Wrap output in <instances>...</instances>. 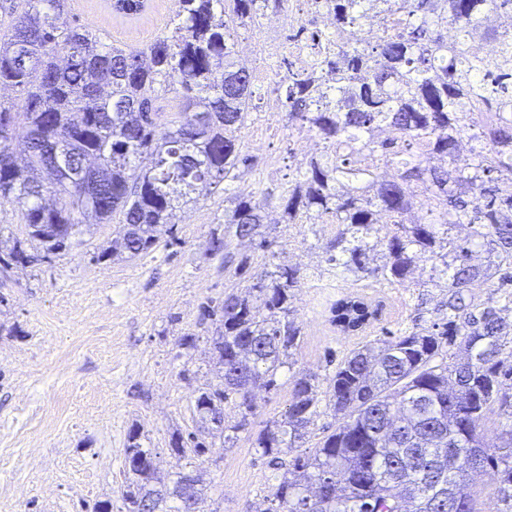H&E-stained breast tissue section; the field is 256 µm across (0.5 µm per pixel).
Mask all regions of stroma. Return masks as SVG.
I'll list each match as a JSON object with an SVG mask.
<instances>
[{"label": "stroma", "mask_w": 512, "mask_h": 512, "mask_svg": "<svg viewBox=\"0 0 512 512\" xmlns=\"http://www.w3.org/2000/svg\"><path fill=\"white\" fill-rule=\"evenodd\" d=\"M75 16L103 41L126 47L160 36L172 13L170 0H149L142 15L122 19L109 0H84ZM252 158L253 195H279L303 161L285 115H277L267 148ZM239 190L233 182L202 191L181 210L175 242H159L148 254L96 261L122 231L114 220L77 237L66 255L14 268L0 285V512H92L102 500L124 512V448L134 427L161 475L185 466L169 441L173 432L197 430L195 396L219 381L211 328L199 314L202 302L223 299L236 282L208 247L212 235L224 233L225 195ZM335 235L332 224H281L274 233L266 262L300 271L294 317L303 337L276 390L257 392L247 430L215 443L197 461L208 512L262 507L274 469L254 441L287 410L295 378L311 374L319 384L321 404L304 443L309 449L338 425L326 405L337 361L365 342L448 315L452 278L444 254L418 262L403 286L391 288L328 264L326 246ZM448 239L467 245L482 272L468 297L485 307L504 305L512 290L497 285L496 252L467 224L450 225ZM348 293L384 304L380 320L354 336L331 322V305ZM186 334L195 338L187 350L177 345Z\"/></svg>", "instance_id": "stroma-1"}]
</instances>
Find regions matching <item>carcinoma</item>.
<instances>
[{
	"label": "carcinoma",
	"mask_w": 512,
	"mask_h": 512,
	"mask_svg": "<svg viewBox=\"0 0 512 512\" xmlns=\"http://www.w3.org/2000/svg\"><path fill=\"white\" fill-rule=\"evenodd\" d=\"M181 12L166 32L141 47L104 43L77 24L70 0H0V88L24 98L23 110L0 98V204L18 207L27 238L0 239V277L21 265L69 252L83 227L117 216L123 232L96 260L147 253L174 238V217L194 200L197 186L231 182L253 159L235 133L244 128L261 92L250 73L231 62L230 31L282 0H181ZM336 27L365 20L363 0H326ZM385 11L406 15L371 47L336 46L311 70L287 60L280 94L282 112L309 124L329 153L299 165L278 197L285 224H334L333 251L343 267L390 286L404 284L425 254L445 238L440 228L472 224L512 265L511 71L488 72L469 57L467 42L492 11L512 0H382ZM123 17L142 13V0H112ZM457 29L454 47L441 29ZM27 57L24 66L17 56ZM336 73L326 86L321 73ZM173 92L182 111L170 118L158 92ZM485 112L475 138L484 142L468 166L428 168L422 154L454 158L470 115ZM388 124L400 141L376 143L371 129ZM26 128L16 145L17 126ZM58 149L62 165H55ZM378 152L395 166L393 180L380 181L362 165L361 153ZM149 167L137 172L140 162ZM509 172L503 181L493 176ZM423 191L433 201L431 218H410L412 200ZM55 199L53 206L42 203ZM271 200L241 194L224 209V235L212 236L210 252L224 271L247 285L231 287L224 299L208 300L202 319L215 325L214 355L221 383L199 390L197 433L175 432L171 450L206 454L207 439H231L224 404L238 402L246 428L255 391L276 386L285 359L301 342L292 318L298 271L252 270L233 241L248 239L263 252L272 245L265 226ZM393 230L377 243L384 263L367 266L364 239L378 233L377 212ZM448 310L441 323L350 351L330 378L328 405L338 427L314 450L293 457L287 472L274 475L263 512H482L472 491L477 479L496 475L493 512H512V317L509 307L481 308L465 301L481 270L469 248L455 244ZM382 301L348 294L332 308L343 333L364 331L378 319ZM457 347L462 354L449 353ZM315 378L294 381L284 418L256 439L263 456L289 453L303 442L318 414ZM497 409L507 424L499 441L480 435L486 414ZM126 512H205L194 470L176 472L167 484L156 476L154 454L137 429L124 448ZM179 506L171 510L168 502Z\"/></svg>",
	"instance_id": "carcinoma-1"
}]
</instances>
